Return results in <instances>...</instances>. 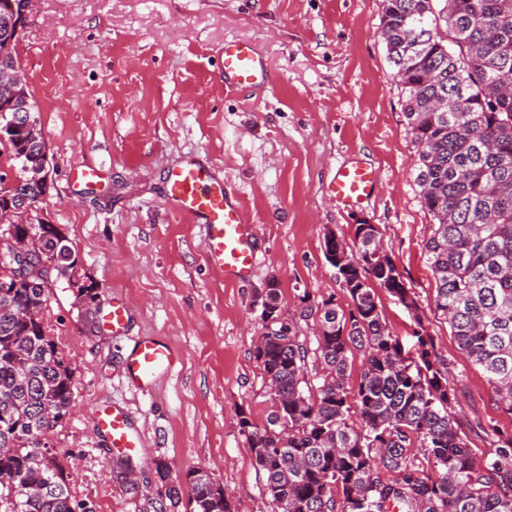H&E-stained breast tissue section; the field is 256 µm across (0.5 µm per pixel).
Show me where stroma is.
Segmentation results:
<instances>
[{
  "instance_id": "obj_1",
  "label": "stroma",
  "mask_w": 512,
  "mask_h": 512,
  "mask_svg": "<svg viewBox=\"0 0 512 512\" xmlns=\"http://www.w3.org/2000/svg\"><path fill=\"white\" fill-rule=\"evenodd\" d=\"M382 8V0H33L15 53L51 161L39 215L60 228L80 257L78 280L98 293L88 306L66 279L52 289L45 321L70 355L76 387L73 415L49 439L72 498L92 512H185L187 473L198 468L223 487L231 512H260L264 479L237 414L261 427L275 407L255 357L261 295L273 280L288 311L328 299L347 307L323 229L353 240L359 215L378 227L450 363L474 454L495 450L477 423L512 428L434 312L425 252L432 218L413 179L415 147L380 37ZM228 39L258 48L267 87L225 93ZM186 157L223 175L256 224L260 264L249 280L215 276L198 226L167 210L165 171ZM360 160L379 170L378 190L345 210L328 185L339 166ZM83 162L103 166L98 184L72 182L71 166ZM114 297L132 309L124 336L100 323ZM136 336L162 337L181 355L147 391L123 373ZM100 402L127 409L142 458L106 448L93 417Z\"/></svg>"
}]
</instances>
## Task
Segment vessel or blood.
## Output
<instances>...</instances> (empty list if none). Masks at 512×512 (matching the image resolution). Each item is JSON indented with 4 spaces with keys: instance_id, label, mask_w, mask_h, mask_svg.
<instances>
[{
    "instance_id": "obj_1",
    "label": "vessel or blood",
    "mask_w": 512,
    "mask_h": 512,
    "mask_svg": "<svg viewBox=\"0 0 512 512\" xmlns=\"http://www.w3.org/2000/svg\"><path fill=\"white\" fill-rule=\"evenodd\" d=\"M223 58L225 87L248 89L267 83V63L251 42L226 40ZM378 183L377 169L358 162L338 167L328 189L339 206L353 209L374 196ZM164 200L172 213L199 226L213 270L228 280L252 276L259 262L256 226L247 219L240 201L212 167L190 157L169 167ZM101 320L112 335H123L129 327L130 309L123 300L112 299L102 310ZM178 362V354L169 343L147 336L134 342L124 360V375L129 383L144 390L151 388L160 376L172 372ZM94 414L97 431L109 448L127 458L141 455L142 439L124 408L102 404Z\"/></svg>"
}]
</instances>
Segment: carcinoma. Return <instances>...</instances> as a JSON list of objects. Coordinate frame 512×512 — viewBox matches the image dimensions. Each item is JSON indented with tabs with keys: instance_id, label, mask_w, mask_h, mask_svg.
I'll return each instance as SVG.
<instances>
[{
	"instance_id": "carcinoma-1",
	"label": "carcinoma",
	"mask_w": 512,
	"mask_h": 512,
	"mask_svg": "<svg viewBox=\"0 0 512 512\" xmlns=\"http://www.w3.org/2000/svg\"><path fill=\"white\" fill-rule=\"evenodd\" d=\"M0 0V44L15 24ZM441 33L433 0H384L381 36L401 86L403 113L416 147L415 182L433 219L425 248L436 281L435 312L458 349L480 369L496 404L512 418V0H448ZM39 123L29 92L12 107L0 101V148L27 177L45 144L19 115ZM0 215L19 217L39 204L47 184L4 186ZM32 233L27 277L0 266V505L4 512H76L65 467L47 450L49 430L74 403L75 368L40 316L51 287L39 265L57 263L65 278L78 269L64 237ZM350 299L300 312L320 330L313 349L299 341L296 317L273 325L255 347L276 400L263 427L244 412L255 468L271 512H512V431L489 420L495 453L478 462L453 415L449 363L428 334L415 295L396 280V265L377 227L355 229L335 265ZM412 313L415 356L383 320L375 287ZM262 320L282 306L267 288ZM362 354L357 385L348 382ZM314 355L326 374L305 382ZM422 451L416 462L413 449ZM186 512H231L224 490L199 470L187 474Z\"/></svg>"
}]
</instances>
